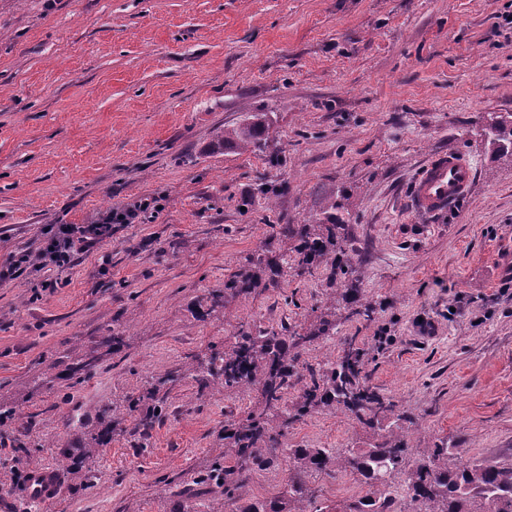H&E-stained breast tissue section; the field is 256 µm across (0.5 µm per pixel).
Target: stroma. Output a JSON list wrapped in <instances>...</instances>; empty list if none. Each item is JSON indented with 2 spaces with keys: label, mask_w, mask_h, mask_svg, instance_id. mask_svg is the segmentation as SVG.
I'll use <instances>...</instances> for the list:
<instances>
[{
  "label": "stroma",
  "mask_w": 512,
  "mask_h": 512,
  "mask_svg": "<svg viewBox=\"0 0 512 512\" xmlns=\"http://www.w3.org/2000/svg\"><path fill=\"white\" fill-rule=\"evenodd\" d=\"M254 112L271 125L264 152L216 147ZM502 112L512 0H0V263L59 225L157 203L68 265L37 261L0 283V403L19 410L0 426V512H236L283 491L287 449L380 440L317 409L228 497L196 477L223 453L225 420L259 397L186 379L147 447L116 435L85 457L104 410L209 342L231 343L243 320L280 333L335 316L300 366L354 340L369 383L409 415L412 454L444 441L512 460V154H493L483 132ZM445 149L470 159L472 189L448 214L416 213L412 182ZM333 213L371 320L349 316L348 283L325 261L301 276L264 267L254 293L209 312L206 294L258 252L295 249L280 225ZM115 330L126 344L110 354ZM94 356L93 374L70 376ZM30 457L60 469L50 499L21 491ZM312 485L325 506L366 491L340 471Z\"/></svg>",
  "instance_id": "1"
}]
</instances>
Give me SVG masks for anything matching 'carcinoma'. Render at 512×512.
I'll return each mask as SVG.
<instances>
[{
    "instance_id": "1",
    "label": "carcinoma",
    "mask_w": 512,
    "mask_h": 512,
    "mask_svg": "<svg viewBox=\"0 0 512 512\" xmlns=\"http://www.w3.org/2000/svg\"><path fill=\"white\" fill-rule=\"evenodd\" d=\"M266 113L254 112L247 120L217 135L216 145L241 150L261 149L269 134ZM486 141L495 154L505 152L502 142L512 135V113L495 117L485 128ZM345 224H283L280 233L286 239L298 241L297 268L303 272L323 260L344 276H352L351 266L343 261ZM271 261L259 253L250 259L225 288L208 293L209 311L224 308L227 297L247 295L260 285L256 269ZM274 266L288 264V254L278 255ZM356 283L346 289L348 303L356 306L354 313L370 316L371 307L360 303ZM336 332V320L321 318L318 323L302 330L294 329L281 336L256 324L240 326L234 342L227 345L214 342L208 353L194 357L184 365L148 382L142 395L126 399L128 413L138 411L141 402H151L137 427L147 434L162 410L172 387L190 378L199 390H254L260 407L224 425V458L217 459L206 471L198 474L197 482L224 487L232 495L245 482L253 468L264 467L278 459L279 438L295 420L317 408L341 410L362 426L375 427L379 417L393 412V405L366 385L364 352L352 346L324 364L302 385L301 402L288 403V389L301 379L296 367L299 350L316 340ZM104 427L87 443L85 454L98 455L114 434L126 431L122 419L102 413ZM405 415L394 416L391 431L385 439L371 448L288 449L287 494L270 500H252L241 512H323L310 479L336 469L360 477L368 491L345 500L337 512H512V461L486 464L478 460H462V449L450 448L442 442L427 448L409 461L410 451L399 422ZM404 475L403 495L395 500L389 488L397 474Z\"/></svg>"
}]
</instances>
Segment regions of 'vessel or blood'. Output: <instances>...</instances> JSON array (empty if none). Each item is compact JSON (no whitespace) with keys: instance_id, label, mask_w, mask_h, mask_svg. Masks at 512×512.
Instances as JSON below:
<instances>
[{"instance_id":"b4317fda","label":"vessel or blood","mask_w":512,"mask_h":512,"mask_svg":"<svg viewBox=\"0 0 512 512\" xmlns=\"http://www.w3.org/2000/svg\"><path fill=\"white\" fill-rule=\"evenodd\" d=\"M474 181V170L468 159L457 151H442L431 156L413 181L415 208L426 214H441L465 195ZM58 486V473L51 468H33L26 481L29 498L44 500Z\"/></svg>"}]
</instances>
